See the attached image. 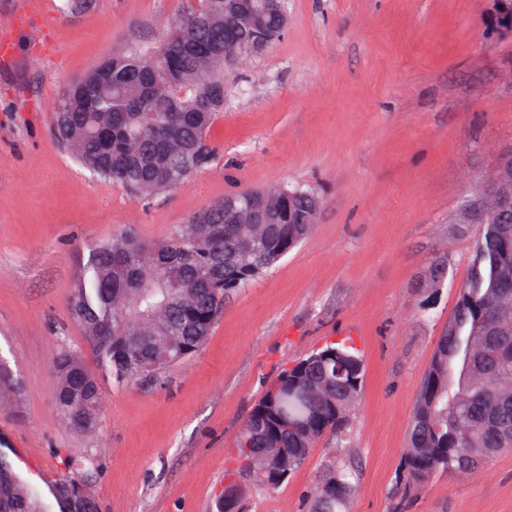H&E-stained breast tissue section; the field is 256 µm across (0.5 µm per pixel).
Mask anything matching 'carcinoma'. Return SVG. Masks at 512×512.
I'll use <instances>...</instances> for the list:
<instances>
[{"mask_svg": "<svg viewBox=\"0 0 512 512\" xmlns=\"http://www.w3.org/2000/svg\"><path fill=\"white\" fill-rule=\"evenodd\" d=\"M228 0H198L169 31L101 61L53 105L58 143L82 168L141 200L183 184L213 160L207 134L224 106H207V85L224 81V51L248 45L255 29L225 10ZM283 203L261 224L224 223L219 200L158 244L132 234L94 246L68 299V313L118 383L156 378L196 355L224 300L297 248L313 229L319 198L279 189ZM467 280L423 378L400 462V498L455 471L476 472L512 448V216L496 206L479 215ZM448 259L430 266L437 288ZM175 278L180 288L161 282ZM56 404L90 433L101 410L96 372L72 351L53 359ZM364 382L350 338L330 339L283 369L247 416L235 462L224 468L216 512H244L249 473L274 490L324 437L342 442ZM348 468L326 473L311 512H347ZM82 480L66 476L43 495L0 448V512H97Z\"/></svg>", "mask_w": 512, "mask_h": 512, "instance_id": "1", "label": "carcinoma"}]
</instances>
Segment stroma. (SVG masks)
<instances>
[{
    "label": "stroma",
    "instance_id": "1",
    "mask_svg": "<svg viewBox=\"0 0 512 512\" xmlns=\"http://www.w3.org/2000/svg\"><path fill=\"white\" fill-rule=\"evenodd\" d=\"M0 0V442L40 491L98 452L83 479L99 512H213L239 431L288 362L352 338L365 367L346 447L320 440L246 512H308L329 468L353 466L349 512H393L420 382L466 280L476 227L450 219L512 148V36L493 0H287L288 27L226 70L216 159L143 202L76 164L52 101L101 60L163 35L184 0ZM287 186L321 198L312 234L231 296L200 353L156 379L100 376L95 432L55 401L53 354L99 367L67 301L95 244L166 239L232 192ZM447 257L438 290L429 265ZM407 512H512V451L433 478Z\"/></svg>",
    "mask_w": 512,
    "mask_h": 512
}]
</instances>
